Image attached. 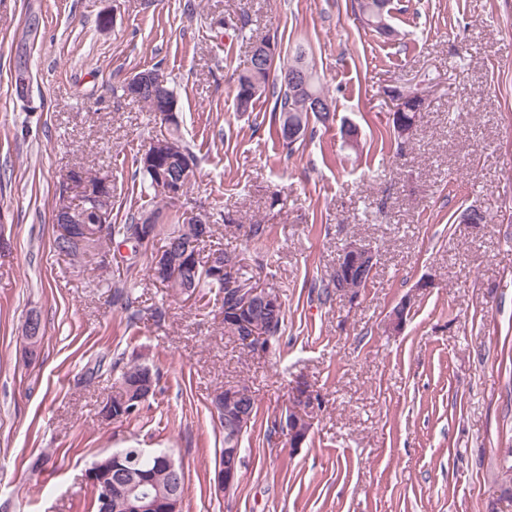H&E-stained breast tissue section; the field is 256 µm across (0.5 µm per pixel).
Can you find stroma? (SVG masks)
Listing matches in <instances>:
<instances>
[{"mask_svg":"<svg viewBox=\"0 0 512 512\" xmlns=\"http://www.w3.org/2000/svg\"><path fill=\"white\" fill-rule=\"evenodd\" d=\"M390 8L383 36L351 0H0V512H91L84 472L121 448L182 460V512H512L498 466L512 445V0ZM262 37L285 54L307 44L336 108L290 149L271 94L236 107ZM155 65L198 161L164 212L208 218L279 295L285 326L267 352L226 336L222 308L148 281L129 323L112 293L130 247L109 245L106 282L53 249L58 191L79 197L70 171L111 173L113 222L140 206L132 158L160 121L115 89ZM393 87L425 101L400 149ZM471 208L486 223L464 222ZM248 224L268 227L262 248L246 243ZM352 240L378 252L368 288L321 301L316 283ZM32 313L46 332L29 358ZM137 356L159 371L155 395L136 420L102 422L114 362ZM302 382L322 406L292 448L272 424ZM229 384L249 388L257 416L224 498L208 405Z\"/></svg>","mask_w":512,"mask_h":512,"instance_id":"stroma-1","label":"stroma"}]
</instances>
